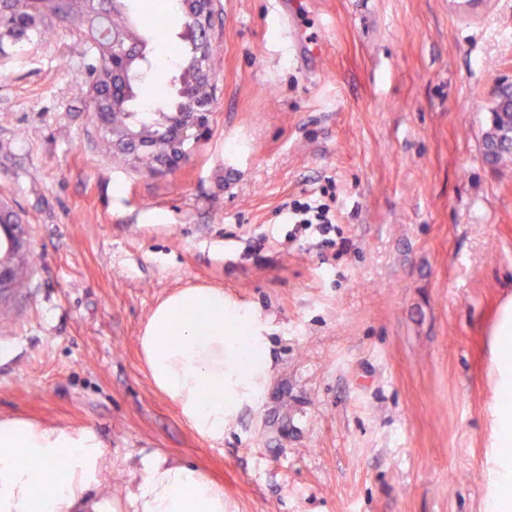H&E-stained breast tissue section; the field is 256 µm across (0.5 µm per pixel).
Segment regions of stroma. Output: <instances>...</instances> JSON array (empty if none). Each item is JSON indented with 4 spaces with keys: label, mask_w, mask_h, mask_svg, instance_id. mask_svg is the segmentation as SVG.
<instances>
[{
    "label": "stroma",
    "mask_w": 512,
    "mask_h": 512,
    "mask_svg": "<svg viewBox=\"0 0 512 512\" xmlns=\"http://www.w3.org/2000/svg\"><path fill=\"white\" fill-rule=\"evenodd\" d=\"M319 66L275 0H215L206 136L150 175L113 155L65 30L0 61V202L35 254L0 313V418L93 430L112 454L197 465L224 512H493L498 328L512 299V162L483 158L512 84V0H301ZM149 102L173 92L180 14L157 0ZM499 66L490 71L487 60ZM336 189L341 260L279 244ZM267 236L262 260L248 238ZM220 288L271 360L208 441L152 384L138 337L172 292ZM276 10L286 28L289 50L300 61H305L316 55L318 43L300 26L298 6L295 2L278 0Z\"/></svg>",
    "instance_id": "35a3bbf8"
}]
</instances>
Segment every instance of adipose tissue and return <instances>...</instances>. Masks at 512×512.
<instances>
[{
	"mask_svg": "<svg viewBox=\"0 0 512 512\" xmlns=\"http://www.w3.org/2000/svg\"><path fill=\"white\" fill-rule=\"evenodd\" d=\"M139 342L156 389L208 440L223 438L225 414L256 395L268 368L248 315L219 288H184L158 303ZM111 469L90 430L0 419V512H224L222 488L193 464L143 456L117 506L102 489Z\"/></svg>",
	"mask_w": 512,
	"mask_h": 512,
	"instance_id": "1",
	"label": "adipose tissue"
}]
</instances>
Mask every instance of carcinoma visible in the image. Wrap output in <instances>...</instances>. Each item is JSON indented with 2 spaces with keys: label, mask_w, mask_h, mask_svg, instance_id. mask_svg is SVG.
I'll return each mask as SVG.
<instances>
[{
  "label": "carcinoma",
  "mask_w": 512,
  "mask_h": 512,
  "mask_svg": "<svg viewBox=\"0 0 512 512\" xmlns=\"http://www.w3.org/2000/svg\"><path fill=\"white\" fill-rule=\"evenodd\" d=\"M180 0L178 7L185 17L183 44L176 46L179 67L173 76L175 85L189 86L200 83V67L195 55L196 37L192 13ZM102 6L100 0H0V56L8 52L3 40H8L12 51L19 52L27 45L53 39L56 26L62 25L83 41L88 97L95 100L94 116L107 143H112V120L125 122L149 132L158 130L161 115L183 111L180 96L167 100L163 105L146 106L138 102L141 85L129 82L130 92L122 90L115 80L113 69L112 36L101 38L98 30L105 28L120 36L142 38L146 31L155 32L157 23L146 14L136 17L127 12ZM148 65L147 55L140 51L125 62L127 76L133 77ZM487 164L498 166L512 160V90L500 89L491 108V125L483 141Z\"/></svg>",
  "instance_id": "cac0c4a2"
}]
</instances>
